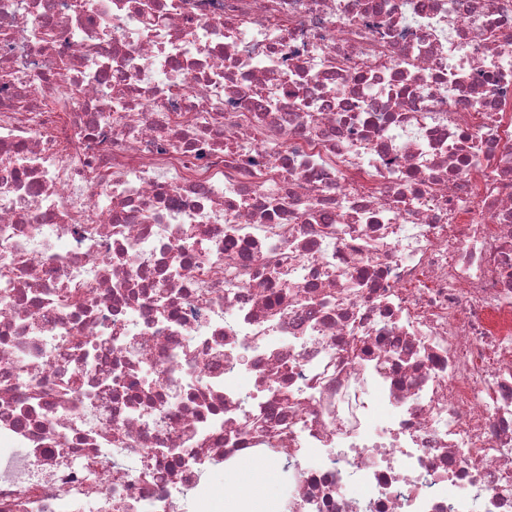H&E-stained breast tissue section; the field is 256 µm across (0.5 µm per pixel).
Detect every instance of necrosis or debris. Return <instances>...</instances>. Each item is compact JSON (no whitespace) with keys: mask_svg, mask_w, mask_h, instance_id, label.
Returning a JSON list of instances; mask_svg holds the SVG:
<instances>
[{"mask_svg":"<svg viewBox=\"0 0 512 512\" xmlns=\"http://www.w3.org/2000/svg\"><path fill=\"white\" fill-rule=\"evenodd\" d=\"M512 512V0H0V512Z\"/></svg>","mask_w":512,"mask_h":512,"instance_id":"obj_1","label":"necrosis or debris"}]
</instances>
